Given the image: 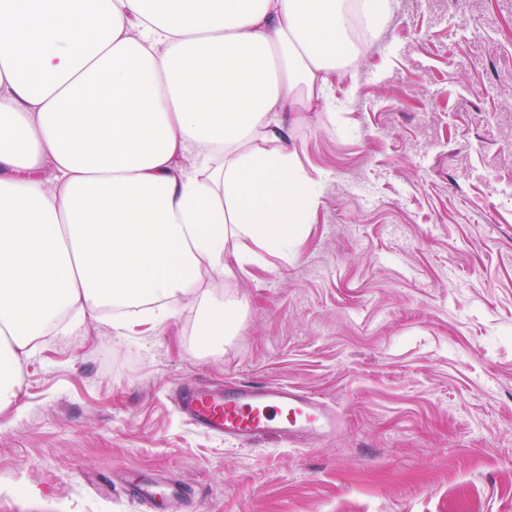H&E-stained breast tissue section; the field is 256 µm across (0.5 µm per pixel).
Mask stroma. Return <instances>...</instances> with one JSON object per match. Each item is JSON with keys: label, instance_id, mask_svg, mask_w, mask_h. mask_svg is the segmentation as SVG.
<instances>
[{"label": "stroma", "instance_id": "obj_1", "mask_svg": "<svg viewBox=\"0 0 512 512\" xmlns=\"http://www.w3.org/2000/svg\"><path fill=\"white\" fill-rule=\"evenodd\" d=\"M343 110L293 136L318 203L287 256L230 263L235 335L198 303L120 336L48 332L0 416V512H151L114 475L168 471L198 512H512V0H391ZM286 383L346 424L248 448L172 383ZM237 317L235 306L208 302L198 332L203 344L208 347L223 345L224 336L232 335L235 331Z\"/></svg>", "mask_w": 512, "mask_h": 512}]
</instances>
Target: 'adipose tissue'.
<instances>
[{
  "mask_svg": "<svg viewBox=\"0 0 512 512\" xmlns=\"http://www.w3.org/2000/svg\"><path fill=\"white\" fill-rule=\"evenodd\" d=\"M347 0H0V413L66 314L171 318L226 243L287 254L316 205L293 131L345 67ZM235 306L207 303L223 345Z\"/></svg>",
  "mask_w": 512,
  "mask_h": 512,
  "instance_id": "1",
  "label": "adipose tissue"
}]
</instances>
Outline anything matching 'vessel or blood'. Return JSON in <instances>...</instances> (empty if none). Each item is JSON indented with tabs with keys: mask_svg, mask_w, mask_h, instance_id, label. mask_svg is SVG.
Returning <instances> with one entry per match:
<instances>
[{
	"mask_svg": "<svg viewBox=\"0 0 512 512\" xmlns=\"http://www.w3.org/2000/svg\"><path fill=\"white\" fill-rule=\"evenodd\" d=\"M179 401L193 424L245 446L270 436L299 446L314 436L336 435L344 424L334 403L285 385L245 383L223 391L197 382L180 386ZM121 487L131 500H158L168 512H181L190 495L185 485L159 473L128 477Z\"/></svg>",
	"mask_w": 512,
	"mask_h": 512,
	"instance_id": "b4317fda",
	"label": "vessel or blood"
}]
</instances>
